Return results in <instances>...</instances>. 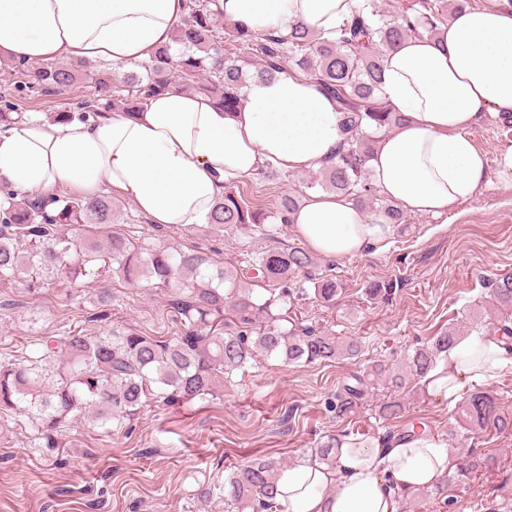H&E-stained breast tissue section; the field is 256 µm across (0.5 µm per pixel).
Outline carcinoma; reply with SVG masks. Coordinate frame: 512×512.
<instances>
[{
    "mask_svg": "<svg viewBox=\"0 0 512 512\" xmlns=\"http://www.w3.org/2000/svg\"><path fill=\"white\" fill-rule=\"evenodd\" d=\"M218 0H187V18L175 28L172 41L183 47L177 55L157 50L143 65L144 73L123 75L80 73L70 63L17 60L10 68L21 84L40 96L62 93L78 75L92 84L94 92L80 103L82 119H97L109 112L132 115L154 94L182 81L181 88L209 95L224 111L241 107L243 88L250 75L245 66L274 76L284 72L283 63L317 81L334 98L344 114L346 142L338 161L322 169L319 183L337 193L355 196L361 205L380 204L392 223H404L392 205L377 198L368 186L366 162L374 152V137L365 127L390 130L401 118L377 94L383 49L422 29L437 34L444 11L464 8L466 0H444L426 7L410 21L387 20L377 0H358L351 18L337 30L333 40L318 37L300 27L283 37L275 31L254 33L232 26L226 35L242 55L224 52L219 25L223 23ZM230 180L213 206L208 224L222 232L249 224H288L299 202L291 195L281 199L276 211H266L238 195ZM120 206L112 196L94 198L51 197L13 190L0 196V286L22 283L33 294L55 289L69 293L86 280L117 279L128 283L146 280L173 291L169 306L184 327V334L157 340L132 328H112L97 336L68 333L56 343L47 338L41 350L23 354L0 365V412L27 414L46 441L66 423L89 418L101 428L122 423L146 402L168 403L205 400L224 395L234 385L233 376L245 373L260 356L284 363L354 359L357 342L344 341L330 331L297 325L287 327L288 302L307 289L297 286L299 276L313 285V294L324 302L336 299L335 278L314 271L316 258L307 250H266L246 260V267L217 262L195 250L178 247H143L120 232ZM264 286L263 291L248 281ZM398 283L391 279L369 284L366 295L383 299ZM490 308L495 320L493 335L512 341V273L498 275L488 285ZM236 330L224 331V316ZM463 331L452 327L433 342L408 356L401 368L385 371L372 367L393 394L377 405L378 415L396 420L402 405L396 392L412 379L425 381L436 365L448 356ZM367 385L357 379L336 392L330 408L338 416L356 412ZM470 432L488 426L512 431V418L505 415L497 398L477 391L461 406ZM342 438L330 437L310 449V461L336 467V448ZM287 463L277 458H257L231 471L224 478V498L237 512H285L279 499L278 477Z\"/></svg>",
    "mask_w": 512,
    "mask_h": 512,
    "instance_id": "carcinoma-1",
    "label": "carcinoma"
}]
</instances>
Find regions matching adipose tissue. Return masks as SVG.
I'll return each mask as SVG.
<instances>
[{
    "label": "adipose tissue",
    "mask_w": 512,
    "mask_h": 512,
    "mask_svg": "<svg viewBox=\"0 0 512 512\" xmlns=\"http://www.w3.org/2000/svg\"><path fill=\"white\" fill-rule=\"evenodd\" d=\"M356 0H219L225 22L330 38ZM186 0H0V57L83 58L131 66L171 42ZM379 95L401 116L368 162L377 193L405 215L441 217L473 197L488 160L470 130L485 114H512V0H482L456 13L438 38H406L382 58ZM343 114L300 74L252 76L240 111L169 90L137 114L0 129V185L44 196L116 194L160 227L208 223L231 179L266 166L298 174L334 160ZM306 248L353 258L385 245L384 213L339 193L310 196L293 216ZM512 368V348L486 332L461 339L427 377L456 403L471 385ZM453 462L447 444L409 431L388 441L343 439L335 469L301 463L279 476L286 512H397V495L430 486Z\"/></svg>",
    "instance_id": "obj_1"
}]
</instances>
